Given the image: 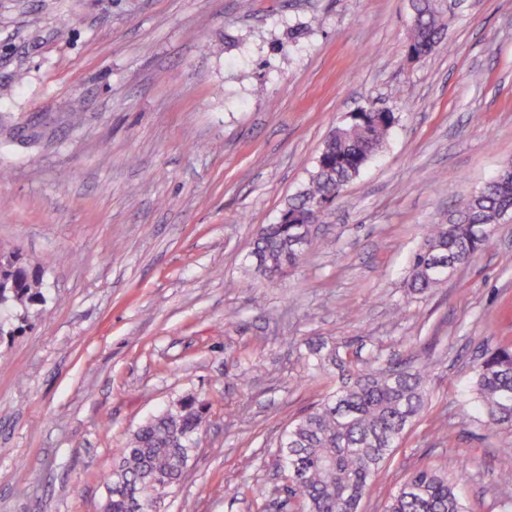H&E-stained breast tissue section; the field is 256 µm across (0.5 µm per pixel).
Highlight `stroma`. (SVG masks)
Segmentation results:
<instances>
[{
	"label": "stroma",
	"instance_id": "1",
	"mask_svg": "<svg viewBox=\"0 0 512 512\" xmlns=\"http://www.w3.org/2000/svg\"><path fill=\"white\" fill-rule=\"evenodd\" d=\"M455 12L418 57L411 0H0V246L44 295L0 341V512H100L117 449L185 394L209 410L166 512H266L278 435L368 361L424 370L432 403L361 512L464 459L471 512H498L507 435L461 416L512 343V219L406 290L429 225L512 163V0ZM368 108L398 119L385 146L267 280L256 227Z\"/></svg>",
	"mask_w": 512,
	"mask_h": 512
}]
</instances>
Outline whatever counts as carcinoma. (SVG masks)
I'll use <instances>...</instances> for the list:
<instances>
[{"instance_id": "cac0c4a2", "label": "carcinoma", "mask_w": 512, "mask_h": 512, "mask_svg": "<svg viewBox=\"0 0 512 512\" xmlns=\"http://www.w3.org/2000/svg\"><path fill=\"white\" fill-rule=\"evenodd\" d=\"M413 52L434 50L446 37L453 12L436 0H413ZM395 124L387 110L354 112L326 139L307 187L281 211L274 224L258 227L250 256L270 280L299 264L306 249L291 243L296 224H317L344 187L373 158ZM503 167L496 176L448 215L433 224L410 258L411 294L425 293L448 275V264L470 262L492 243L484 227L501 212L512 213V178ZM0 308L26 309L42 299V278L14 252L0 247ZM430 394L419 370L366 363L348 381L294 420L276 442L280 466L298 486L300 500L280 501L298 512H360L374 478L394 459L416 419L428 409ZM472 405L478 420L512 433V345L486 347L475 369ZM205 404L184 395L135 430L117 451L107 477L104 512H133L134 500L165 504L193 457L190 441L204 422ZM464 473L422 467L409 473L389 495L383 512H468L462 495Z\"/></svg>"}]
</instances>
